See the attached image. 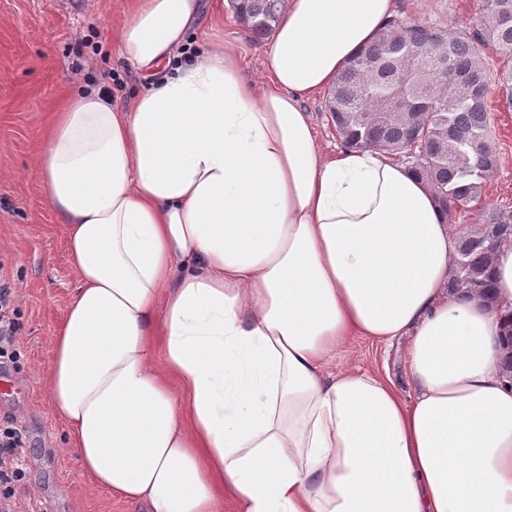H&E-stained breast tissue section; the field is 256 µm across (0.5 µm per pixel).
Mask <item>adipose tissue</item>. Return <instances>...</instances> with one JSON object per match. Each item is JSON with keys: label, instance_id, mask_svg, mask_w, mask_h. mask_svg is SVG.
Instances as JSON below:
<instances>
[{"label": "adipose tissue", "instance_id": "obj_1", "mask_svg": "<svg viewBox=\"0 0 512 512\" xmlns=\"http://www.w3.org/2000/svg\"><path fill=\"white\" fill-rule=\"evenodd\" d=\"M128 104L88 86L35 159L79 285L46 385L94 487L148 512H512V240L497 303L452 297L427 184L322 157L304 100L395 0H283L263 84L237 40L187 53L201 0H133ZM409 337L411 398L336 358Z\"/></svg>", "mask_w": 512, "mask_h": 512}]
</instances>
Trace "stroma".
I'll return each instance as SVG.
<instances>
[{
    "instance_id": "obj_1",
    "label": "stroma",
    "mask_w": 512,
    "mask_h": 512,
    "mask_svg": "<svg viewBox=\"0 0 512 512\" xmlns=\"http://www.w3.org/2000/svg\"><path fill=\"white\" fill-rule=\"evenodd\" d=\"M125 0H0V262L16 292L20 357L0 368V419L22 424L27 435L28 481L23 500L34 512H146L144 505L94 488L65 446V429L53 415L45 370L53 329L77 285L55 214L38 190L33 159L46 125L65 95L86 84H122L117 97L131 98L144 87L119 56L115 31L127 20ZM483 0H396L410 20L462 26L479 19ZM202 29L239 39L241 64L263 82L262 59L269 42L255 39L232 9L204 14ZM326 92L305 99L317 144L326 157L343 145L326 110ZM491 137L497 155L484 206L512 212V111L491 92ZM408 337L392 343L360 338L351 342L343 364L391 378L403 396Z\"/></svg>"
}]
</instances>
